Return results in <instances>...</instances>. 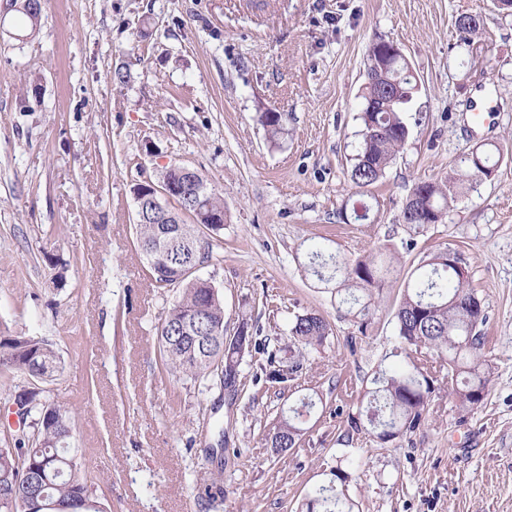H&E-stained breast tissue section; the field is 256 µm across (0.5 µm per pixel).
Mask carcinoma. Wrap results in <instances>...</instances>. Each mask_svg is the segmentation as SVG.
<instances>
[{"label": "carcinoma", "mask_w": 512, "mask_h": 512, "mask_svg": "<svg viewBox=\"0 0 512 512\" xmlns=\"http://www.w3.org/2000/svg\"><path fill=\"white\" fill-rule=\"evenodd\" d=\"M21 29L34 32L41 20V0H22ZM472 14L456 19L461 43L469 47L470 35L477 24H470ZM374 64L386 70L391 93L388 99L372 106L378 89L370 84L363 93L362 142L348 170L355 187L366 190L383 176L396 153L409 137L404 120L405 106L411 100L416 78L409 60L391 51L390 42L381 39L369 48L366 66ZM268 138L276 141L285 134L283 114L272 110L260 115ZM493 143L480 144L463 153L448 177L440 182H419L406 204L402 221L415 235L441 222L461 198L462 186L477 176L485 180L495 177L501 157ZM200 197L194 196V183L184 181L186 196L173 197L174 206L166 207L181 235L171 244L165 261L154 265L149 261L148 245L159 229L168 227L164 216L150 208L144 218H136V240L146 259L148 276L156 288H180L182 294L161 319L160 357L164 368L202 384L218 382L229 394L236 392L230 378H221L223 367L241 366L243 356L236 341H224V303L219 291L206 279L184 274V269L203 265L212 258L210 237L224 229V204L209 189L207 180L198 175ZM386 258L362 255L345 262L335 255L313 252L320 267L332 268L328 276L313 270L318 280L334 283L331 293L336 304L356 309L360 325L375 303V293L386 280L399 275L400 258L394 247H385ZM461 255L453 252L434 254L417 267L403 289L393 312L394 355L402 357L399 365L380 361L371 379L372 387L363 398L366 403L349 415L353 431L364 430L376 443H392L419 429L429 412L433 398L446 390L459 414L480 407L488 395L493 367L485 351L483 327L487 314L472 288L468 273L458 266ZM295 343L316 350L329 336L325 318L315 312L295 316L290 328ZM59 357L53 344L23 333L0 330V373H20L32 377H50L58 369ZM272 367L269 379L278 382L280 367L297 374L302 368L299 358L288 363L268 353ZM302 407L281 411L271 425L272 447L285 452L295 447L302 435L298 419ZM29 428L28 442L21 440L11 447H0V512H100L90 498L86 472L69 454L72 434V407L54 403L39 407ZM349 474L336 469L328 483L307 494L306 512H355V503L339 490L335 481L344 482Z\"/></svg>", "instance_id": "cac0c4a2"}]
</instances>
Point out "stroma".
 Listing matches in <instances>:
<instances>
[{
	"instance_id": "1",
	"label": "stroma",
	"mask_w": 512,
	"mask_h": 512,
	"mask_svg": "<svg viewBox=\"0 0 512 512\" xmlns=\"http://www.w3.org/2000/svg\"><path fill=\"white\" fill-rule=\"evenodd\" d=\"M467 13L482 18L473 56L455 26ZM19 17L16 0H0V328L49 340L60 368L0 374V439L24 433L18 393L70 403L73 453L107 512H298L338 466L360 512H512V15L493 0H42L41 27L23 38ZM380 38L401 47L417 88L407 141L363 193L348 170ZM478 99L493 110L482 126ZM268 110L287 117L274 143L258 122ZM482 141L500 149L496 177L410 236L413 185L444 179ZM174 162L224 202L218 258L199 275L221 293L225 334L252 324L234 396L160 361L158 323L177 293L149 284L132 188ZM363 204L368 220L341 219ZM386 243L402 278L362 330L308 254L348 260ZM448 249L488 316L484 404L462 416L439 399L412 435L340 444L392 348L404 278ZM311 311L330 334L277 389L267 354L288 358L291 324ZM308 397L301 441L274 454L272 420Z\"/></svg>"
}]
</instances>
